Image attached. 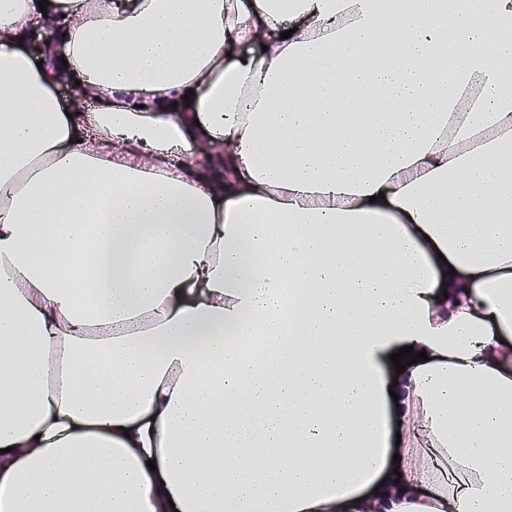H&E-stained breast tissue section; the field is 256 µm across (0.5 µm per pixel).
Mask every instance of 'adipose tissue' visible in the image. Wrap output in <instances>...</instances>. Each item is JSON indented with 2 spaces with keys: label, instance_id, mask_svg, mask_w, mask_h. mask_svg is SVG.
<instances>
[{
  "label": "adipose tissue",
  "instance_id": "1",
  "mask_svg": "<svg viewBox=\"0 0 512 512\" xmlns=\"http://www.w3.org/2000/svg\"><path fill=\"white\" fill-rule=\"evenodd\" d=\"M38 2L0 0V512H512V0Z\"/></svg>",
  "mask_w": 512,
  "mask_h": 512
}]
</instances>
